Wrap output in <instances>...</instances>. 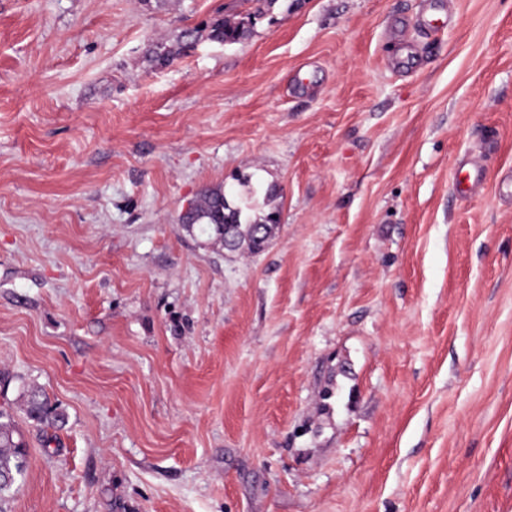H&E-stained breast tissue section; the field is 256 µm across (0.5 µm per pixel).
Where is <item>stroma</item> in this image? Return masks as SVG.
<instances>
[{
	"mask_svg": "<svg viewBox=\"0 0 512 512\" xmlns=\"http://www.w3.org/2000/svg\"><path fill=\"white\" fill-rule=\"evenodd\" d=\"M0 371V512H512V0H0ZM253 16L248 14L238 19H216L210 26V37L224 44H234L244 39L250 32ZM182 224H190L188 231L198 226L203 233L217 237L216 225L224 226V237L220 242L224 248L236 251L246 247L251 253L265 249L275 230L279 227V214L269 212L254 222H242V212L232 207L222 189H203L197 200L181 215ZM22 411L26 418L37 426L62 429L66 424V416L54 407L44 391L34 386L24 388L20 394ZM15 436L17 438L15 439ZM26 446L12 416L0 409V495L25 471ZM10 475L11 480L6 477Z\"/></svg>",
	"mask_w": 512,
	"mask_h": 512,
	"instance_id": "stroma-1",
	"label": "stroma"
}]
</instances>
